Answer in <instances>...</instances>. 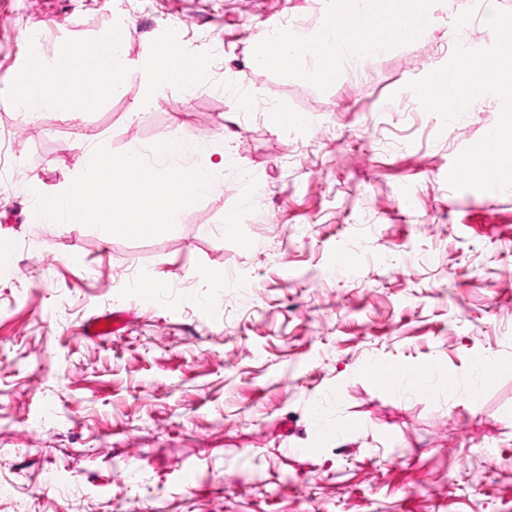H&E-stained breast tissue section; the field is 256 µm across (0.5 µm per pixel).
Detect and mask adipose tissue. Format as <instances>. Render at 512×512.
Listing matches in <instances>:
<instances>
[{
	"mask_svg": "<svg viewBox=\"0 0 512 512\" xmlns=\"http://www.w3.org/2000/svg\"><path fill=\"white\" fill-rule=\"evenodd\" d=\"M364 24L370 28H383L391 25L393 19L405 12H416L422 18L432 16L431 0H361ZM314 43L331 46L328 63L308 60L306 45L296 41L284 40L279 31L268 33L252 56L253 64L264 69L280 73H293L305 66H312L311 76L321 86L329 82L328 75L336 67L352 68L367 56L370 44L360 36H351L346 51L335 52L336 31L330 22H323L313 38Z\"/></svg>",
	"mask_w": 512,
	"mask_h": 512,
	"instance_id": "1",
	"label": "adipose tissue"
}]
</instances>
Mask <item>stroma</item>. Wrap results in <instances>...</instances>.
Segmentation results:
<instances>
[{
  "mask_svg": "<svg viewBox=\"0 0 512 512\" xmlns=\"http://www.w3.org/2000/svg\"><path fill=\"white\" fill-rule=\"evenodd\" d=\"M458 5L320 87L251 57L280 22L315 31L330 0H0V512H512V186L461 177L504 100L452 118L411 93L452 67L459 25L495 54L512 0ZM118 22L135 67L169 28L212 52L206 87L150 95L141 73L80 115L6 99L29 46L49 58ZM269 101L305 126L271 130ZM178 129L215 188L172 231L33 221L34 191L64 187L88 146L145 152ZM113 311L121 334L84 336ZM486 357L505 367L481 388ZM374 360L441 371L389 387L358 374ZM352 420L349 442L311 447L316 424Z\"/></svg>",
  "mask_w": 512,
  "mask_h": 512,
  "instance_id": "obj_1",
  "label": "stroma"
}]
</instances>
